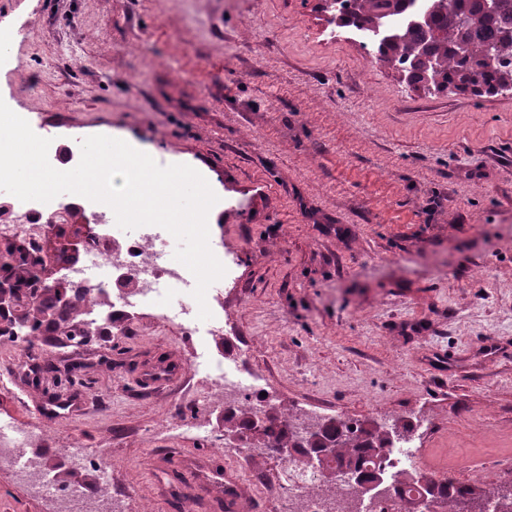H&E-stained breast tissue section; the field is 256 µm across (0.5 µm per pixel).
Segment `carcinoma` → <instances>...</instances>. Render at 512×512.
I'll return each instance as SVG.
<instances>
[{
    "mask_svg": "<svg viewBox=\"0 0 512 512\" xmlns=\"http://www.w3.org/2000/svg\"><path fill=\"white\" fill-rule=\"evenodd\" d=\"M339 13L342 26L372 35L376 59L399 69L411 83L430 77L437 88L477 95L512 87V0H497L491 11L483 0H421L419 4L416 0H340ZM402 13L407 14L405 23L391 25V17ZM17 292L27 308L15 317L0 316V336L20 329L38 335L55 328L65 329L70 341L87 335L89 313L80 300L72 297L60 310L49 288ZM257 421L265 423L259 439L253 434ZM304 424L279 405L269 402L258 409L245 401L224 413V437L267 452L293 448L291 460L324 448L329 456L320 466L317 481L306 486L309 494L336 493V474L341 471L351 477L352 498L357 500V478L375 477L384 449L413 431L412 423L401 419L385 426L368 419L321 418L312 424L313 430L296 431ZM393 481L413 501L425 494L442 499L445 512H484L491 497L502 512H512V482L450 485L415 470L396 473Z\"/></svg>",
    "mask_w": 512,
    "mask_h": 512,
    "instance_id": "cac0c4a2",
    "label": "carcinoma"
}]
</instances>
